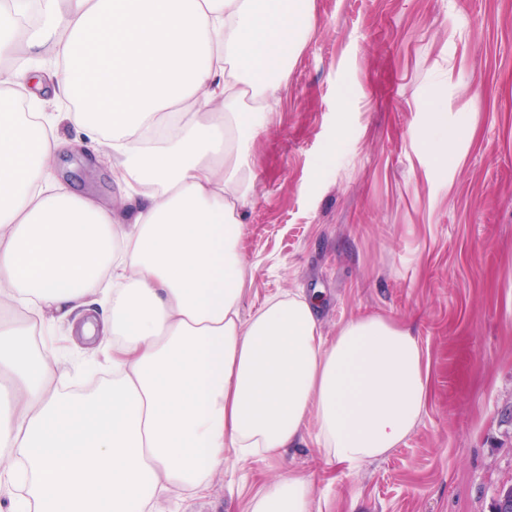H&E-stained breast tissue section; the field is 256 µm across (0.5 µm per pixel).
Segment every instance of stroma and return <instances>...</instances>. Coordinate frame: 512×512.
Here are the masks:
<instances>
[{
	"label": "stroma",
	"instance_id": "35a3bbf8",
	"mask_svg": "<svg viewBox=\"0 0 512 512\" xmlns=\"http://www.w3.org/2000/svg\"><path fill=\"white\" fill-rule=\"evenodd\" d=\"M281 103L244 161L241 316L312 301L333 340L381 315L418 337L428 399L398 448L358 472L318 453L314 425L282 458L215 474L169 512H249L272 481L308 479L316 512H495L512 485V0H312ZM441 94L461 159L423 145ZM54 176L112 203L92 147Z\"/></svg>",
	"mask_w": 512,
	"mask_h": 512
}]
</instances>
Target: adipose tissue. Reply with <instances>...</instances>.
Wrapping results in <instances>:
<instances>
[{"instance_id": "ef3b65f1", "label": "adipose tissue", "mask_w": 512, "mask_h": 512, "mask_svg": "<svg viewBox=\"0 0 512 512\" xmlns=\"http://www.w3.org/2000/svg\"><path fill=\"white\" fill-rule=\"evenodd\" d=\"M0 0V499L10 512H161L228 463L276 458L314 419L321 452L359 470L420 420L428 376L411 329L372 315L326 342L299 294L241 317V162L281 102L309 0ZM255 105L233 111L238 94ZM95 142L121 202L54 178L58 128ZM425 146L459 141L441 105ZM112 381L65 386L58 334ZM250 512H314L288 477Z\"/></svg>"}]
</instances>
